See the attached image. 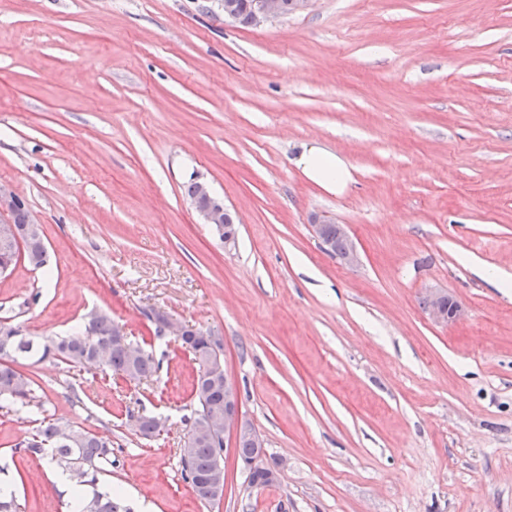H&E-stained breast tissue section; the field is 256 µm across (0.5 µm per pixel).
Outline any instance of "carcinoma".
I'll list each match as a JSON object with an SVG mask.
<instances>
[{
	"mask_svg": "<svg viewBox=\"0 0 512 512\" xmlns=\"http://www.w3.org/2000/svg\"><path fill=\"white\" fill-rule=\"evenodd\" d=\"M235 12V21L244 26L252 24L254 0H229ZM24 263L34 269L46 266L45 250L41 241L30 238L26 242ZM93 333L83 331L74 336L40 339L29 336L18 325L0 323V401L17 410L44 412L43 402L36 395L33 381L12 366L19 357L43 362L57 359L72 368L86 364H100L129 381H142L157 373L159 364L143 345L133 339L130 348L112 346V318L95 314ZM197 336L185 349L192 360L208 356L214 348H224L222 338ZM192 415L186 426L203 425L202 418L224 413V373L212 378L196 377L192 385ZM136 434L144 439L160 436L162 418L140 415ZM23 451L37 456L62 473L71 482L79 512H118L117 496L99 485V475L112 471V442L93 432L58 419H42L30 435L17 444ZM182 477L196 497L209 502L213 496L212 479L224 462V437L203 434L196 438L188 457H180ZM11 481L0 482V512H21Z\"/></svg>",
	"mask_w": 512,
	"mask_h": 512,
	"instance_id": "1",
	"label": "carcinoma"
}]
</instances>
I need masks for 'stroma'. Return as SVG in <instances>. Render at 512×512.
Returning <instances> with one entry per match:
<instances>
[{
	"mask_svg": "<svg viewBox=\"0 0 512 512\" xmlns=\"http://www.w3.org/2000/svg\"><path fill=\"white\" fill-rule=\"evenodd\" d=\"M302 142L346 158V193L305 178ZM0 182L48 250L0 278V323L68 336L102 311L160 363L147 386L15 363L48 415L111 438L122 512H512V0H313L259 27L224 0H0ZM432 288L457 322L430 319ZM149 308L223 337L275 485L231 458L220 502L182 480L196 366ZM33 427L0 408V464L25 512H65L57 470L15 449ZM200 189V196L203 199V205H198L197 203H193V206L200 216L203 224H210L213 229L223 238L225 242H230L234 239V236L231 234H225V225L228 227L229 233H236L235 222L233 216L229 215V210L224 206V202L219 198L215 197L209 186L200 182H190L185 188V193L188 198L194 199L198 196ZM228 216V218H227ZM227 220V222H226ZM226 224L224 225V223ZM324 224H327L326 234L328 241L330 242V248L334 253L337 254L341 252L345 246L343 240L338 237L336 233L346 242V248L338 258L340 263L346 266H357L360 263V256L355 244L352 241L348 225L337 224L330 220H320L318 224H312L311 226L314 236L324 245L326 242L323 235ZM334 224H336V228H334Z\"/></svg>",
	"mask_w": 512,
	"mask_h": 512,
	"instance_id": "obj_1",
	"label": "stroma"
}]
</instances>
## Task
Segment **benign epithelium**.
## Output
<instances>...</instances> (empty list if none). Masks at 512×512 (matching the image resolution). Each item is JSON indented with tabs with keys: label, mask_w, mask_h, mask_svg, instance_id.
Masks as SVG:
<instances>
[{
	"label": "benign epithelium",
	"mask_w": 512,
	"mask_h": 512,
	"mask_svg": "<svg viewBox=\"0 0 512 512\" xmlns=\"http://www.w3.org/2000/svg\"><path fill=\"white\" fill-rule=\"evenodd\" d=\"M285 15V5L283 0H254L253 22L252 25L258 26L269 20L279 18ZM200 196L203 204L194 205V208L200 216L202 223L208 224L222 237L224 241L229 242L234 236L226 233L225 222L229 215V210L224 206V202L215 197L209 186L199 183ZM21 202V198L16 194L12 187L6 183H0V246L6 244H17L24 247L22 236L16 227L15 213ZM336 233L346 242V248L339 256L340 263L346 266H356L360 263V256L355 244L352 241L349 227L345 224L336 225ZM428 315L437 323H449L455 321L461 315V307L448 295L438 289H432L427 297ZM162 326L164 333L182 339L185 336L199 335V329L192 324L184 321H178L171 318L167 313H162ZM205 430L209 433L216 430L224 432V454L238 457L237 445L239 438L247 434L251 438L257 449V456L249 464V468L263 469L268 474L271 483L278 481L279 471L276 468H263L262 460L264 457L265 440L250 426L245 418L238 387L234 379L229 374H224V415L213 416L207 419Z\"/></svg>",
	"instance_id": "7a95c632"
}]
</instances>
